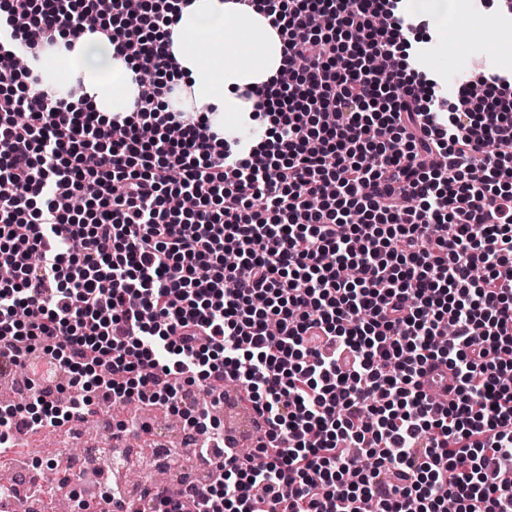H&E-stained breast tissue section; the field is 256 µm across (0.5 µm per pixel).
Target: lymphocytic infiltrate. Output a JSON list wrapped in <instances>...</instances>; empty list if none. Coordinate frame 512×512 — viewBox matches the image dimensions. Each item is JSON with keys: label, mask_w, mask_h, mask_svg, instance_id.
<instances>
[{"label": "lymphocytic infiltrate", "mask_w": 512, "mask_h": 512, "mask_svg": "<svg viewBox=\"0 0 512 512\" xmlns=\"http://www.w3.org/2000/svg\"><path fill=\"white\" fill-rule=\"evenodd\" d=\"M239 2L284 48L253 91L273 126L235 149L158 108L170 0H0V373L69 376L37 410L0 406V448L18 419L161 405L210 450L203 512H512V81L439 98L404 0ZM65 31L152 73L134 116L73 111L16 67ZM434 361L445 404L420 387ZM228 379L264 433L232 462L211 407L186 403L201 386L223 404ZM438 383V381H440ZM422 389L428 394L436 395L437 399L448 402L455 394V382L444 364L436 363L428 368L427 373L420 379ZM447 387V391L445 390Z\"/></svg>", "instance_id": "f902f5d3"}]
</instances>
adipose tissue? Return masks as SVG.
Wrapping results in <instances>:
<instances>
[{
  "instance_id": "ef3b65f1",
  "label": "adipose tissue",
  "mask_w": 512,
  "mask_h": 512,
  "mask_svg": "<svg viewBox=\"0 0 512 512\" xmlns=\"http://www.w3.org/2000/svg\"><path fill=\"white\" fill-rule=\"evenodd\" d=\"M170 27V50L190 85L189 95L166 96L170 112L205 114L216 132L225 118L255 109L247 89L268 83L282 63L283 42L265 13L236 0H180ZM48 94L71 100L105 118L128 116L138 93L136 75L114 46L98 34L58 37L34 63Z\"/></svg>"
}]
</instances>
